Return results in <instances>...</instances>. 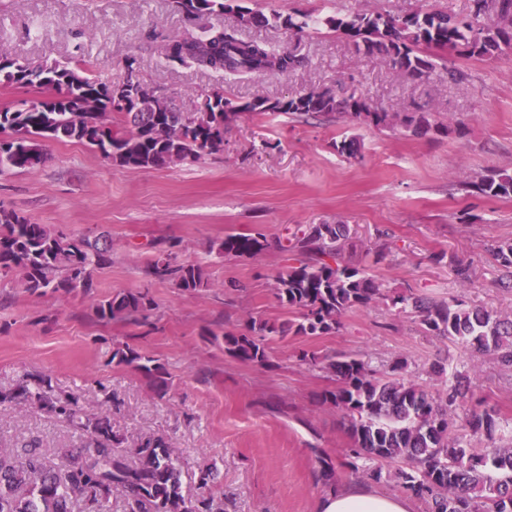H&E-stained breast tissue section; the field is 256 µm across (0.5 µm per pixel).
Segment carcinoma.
I'll return each mask as SVG.
<instances>
[{
    "label": "carcinoma",
    "mask_w": 512,
    "mask_h": 512,
    "mask_svg": "<svg viewBox=\"0 0 512 512\" xmlns=\"http://www.w3.org/2000/svg\"><path fill=\"white\" fill-rule=\"evenodd\" d=\"M497 21H481L488 8ZM243 25L283 26L297 34L317 32L320 20L308 14L284 17L251 11L239 13ZM325 23L351 41L363 55H382L400 70L428 76L435 64L420 48L471 56L494 57L512 49V0H473L472 15L460 20L443 11L396 18L347 14ZM168 61L188 62L214 71L250 76L272 72L286 75L300 65L289 50L278 54L266 46L245 41L236 30L210 31L169 41ZM0 84H24L68 100L57 110H33L23 101L0 111V173L40 166L45 154L40 141L66 139L97 149L112 165L158 169L173 160L194 162L201 153L224 145V130L239 113L227 115L224 104L233 99L214 92L218 110L188 116L171 107L151 111L158 98L142 89L143 112H123L122 125L112 123L110 85L71 62L32 65L0 55ZM303 104L288 101L272 111L291 115L338 114L375 128L397 125L426 134L448 126L430 122L423 112L393 115L369 103L345 81L336 90L298 94ZM486 197H512V173L494 171L471 183ZM352 246L347 224H309L287 229L280 249L288 266L276 279V298L297 312L294 320L270 322L250 318L242 331L221 334L224 351L248 363H268V341L274 336H321L341 327V316L354 308L387 301L391 307L419 318L425 332L490 358L500 370L512 373V314L468 306L457 297L432 301L411 292H390L367 269L345 260ZM268 248L264 233L231 234L209 245L224 256L253 257ZM112 241L103 233L92 238L35 224L0 205V277L20 276L31 294L79 290L93 294V270L110 263ZM504 270L498 280L512 288V242L493 247ZM155 282H170L193 294L209 285L205 270L180 263L163 249L146 265ZM156 309L147 289L119 291L95 300L101 319H120L139 326ZM302 360L322 364L337 377L336 388L322 395V403L340 412L351 439L354 459L396 463L394 474L379 465L359 469V478L380 484L394 478L398 486L425 504V512H512V430L502 425L499 412L475 396L470 376L458 372L443 391H431L403 376L407 363L396 361L388 371L373 368L354 355L328 357L303 352ZM111 361L131 366L159 381L165 389L162 365L128 344L112 348ZM37 403L69 422L87 438L82 448L68 454L67 463L54 467L35 448L19 452L0 448V512H108L112 494L124 497L129 512H224V499L213 495L190 500L185 496L176 449L164 437L148 438L135 448L130 464L116 454L119 438L112 430L109 410L88 414L76 397L59 399L51 382L41 378L33 389L17 385L0 390V405ZM465 413L458 414L459 409Z\"/></svg>",
    "instance_id": "cac0c4a2"
}]
</instances>
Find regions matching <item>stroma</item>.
<instances>
[{
	"mask_svg": "<svg viewBox=\"0 0 512 512\" xmlns=\"http://www.w3.org/2000/svg\"><path fill=\"white\" fill-rule=\"evenodd\" d=\"M253 12L383 14L430 10L464 16L471 0H237ZM288 49L304 62L284 77H233L166 60L173 38L214 28ZM34 64L82 60L117 84L136 62L144 86L185 113L223 91L240 102L285 97L344 80L388 112H425L448 123L445 134L377 129L337 115L246 113L224 134V147L195 162L161 169L112 166L94 148L68 140L44 143L45 163L0 174V204L32 222L75 235L106 233L111 264L94 270L98 295L149 288L158 308L152 325L100 319L88 296L28 293L14 277L0 279V387L49 378L56 397H76L97 412L112 401L118 453L130 456L141 439L163 436L177 448L189 498L210 485L227 512H316L330 485L355 475L350 438L340 412L318 396L334 389L326 370L299 359L301 351L347 353L379 370L406 359V378L445 389L455 372L471 376L477 396L512 426V377L493 361L425 332L417 317L380 303L355 309L336 333L274 337L269 363L246 364L211 343L210 332L242 328L248 318L279 322L289 312L274 296L287 256L277 248L285 229L305 224L349 225L351 263L366 248L387 243L370 268L384 287L445 300L451 296L498 311L512 310V292L499 288L491 248L512 241V197H484L465 182L495 170L512 172V50L493 57L455 53L436 59L427 78L365 56L329 28L299 38L284 27L240 24L237 13L190 17L174 0H0V53ZM463 72L449 80L447 68ZM357 139L361 159L337 152ZM262 231L270 248L252 258L217 257L210 243L225 234ZM178 261L201 265L211 285L185 294L147 282L143 269L154 243ZM468 264L461 287L455 263ZM127 344L164 366L169 384L159 394L142 372L112 363L113 346ZM444 373L430 375L432 365ZM37 441L49 464L84 443L68 423L38 405L0 406V448ZM323 456H316V449ZM331 466L332 481L323 478Z\"/></svg>",
	"mask_w": 512,
	"mask_h": 512,
	"instance_id": "1",
	"label": "stroma"
}]
</instances>
